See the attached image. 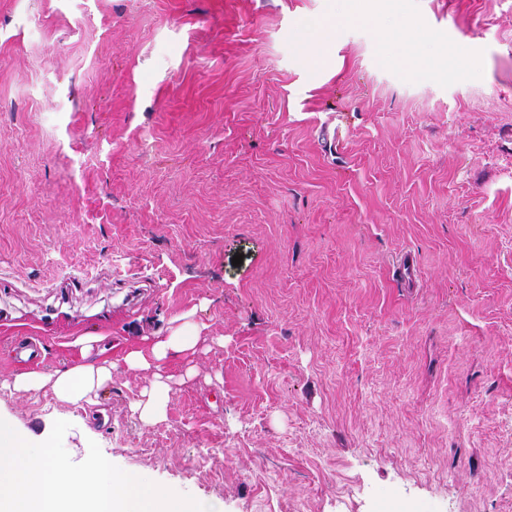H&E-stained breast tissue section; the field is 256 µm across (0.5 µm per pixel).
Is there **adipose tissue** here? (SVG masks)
<instances>
[{"mask_svg":"<svg viewBox=\"0 0 512 512\" xmlns=\"http://www.w3.org/2000/svg\"><path fill=\"white\" fill-rule=\"evenodd\" d=\"M417 36L412 26L384 25L380 28V46L385 62L403 66L410 73L424 75L437 72L439 60L418 55ZM207 326L195 318L194 312H186L173 318L166 335L155 336L146 343L134 345L120 352L119 358L103 355L90 358L94 342L100 341L97 333H85L76 339L78 349L71 362L64 368L46 374L38 371H23L0 380V389L18 393L36 394L51 388L59 401L73 403L79 400L95 404L98 391L112 379L114 361H121L128 370L146 371L150 377L132 410L145 424H154L164 419L172 391L167 368L170 360L195 352Z\"/></svg>","mask_w":512,"mask_h":512,"instance_id":"ef3b65f1","label":"adipose tissue"}]
</instances>
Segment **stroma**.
<instances>
[{"label": "stroma", "mask_w": 512, "mask_h": 512, "mask_svg": "<svg viewBox=\"0 0 512 512\" xmlns=\"http://www.w3.org/2000/svg\"><path fill=\"white\" fill-rule=\"evenodd\" d=\"M362 5L312 62L334 0H0V376L209 335L163 422L121 365L0 393L19 435L219 512H512V0ZM385 12L466 67L384 64ZM78 339L70 343L78 348L69 364L53 373L23 371L11 374L0 380V389H8L18 393L36 394L50 386L56 398L61 402L73 403L84 400L89 405L97 404V392L112 380V355H104L102 349L97 359H89L92 342L101 341L106 335L101 333L80 334ZM42 339L35 336H25L13 340L9 352L16 363L28 366H38L43 361Z\"/></svg>", "instance_id": "stroma-1"}]
</instances>
